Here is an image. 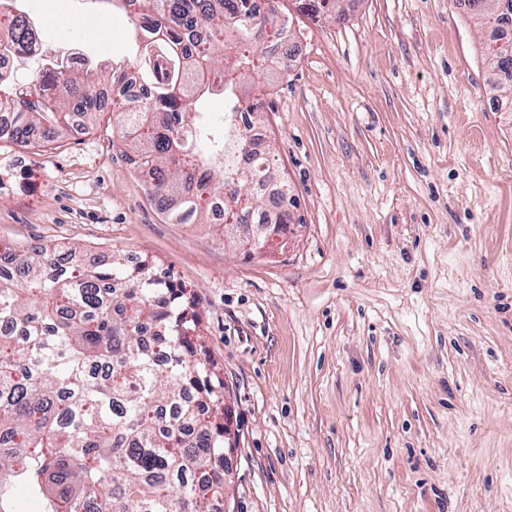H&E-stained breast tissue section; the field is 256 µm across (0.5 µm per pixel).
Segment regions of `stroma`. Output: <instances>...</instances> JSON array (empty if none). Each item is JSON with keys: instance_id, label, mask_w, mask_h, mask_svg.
Listing matches in <instances>:
<instances>
[{"instance_id": "stroma-1", "label": "stroma", "mask_w": 512, "mask_h": 512, "mask_svg": "<svg viewBox=\"0 0 512 512\" xmlns=\"http://www.w3.org/2000/svg\"><path fill=\"white\" fill-rule=\"evenodd\" d=\"M336 7L244 80L296 200L286 247L170 223L110 112L0 139V242L135 253L194 294L236 438L219 512H512V83L459 0ZM25 10L47 54L132 58L103 0Z\"/></svg>"}]
</instances>
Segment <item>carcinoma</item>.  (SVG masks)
Wrapping results in <instances>:
<instances>
[{"label":"carcinoma","mask_w":512,"mask_h":512,"mask_svg":"<svg viewBox=\"0 0 512 512\" xmlns=\"http://www.w3.org/2000/svg\"><path fill=\"white\" fill-rule=\"evenodd\" d=\"M0 11V53L31 54L37 41L26 14ZM145 20L132 36L135 72L121 62L42 59L29 99L0 100L8 138L49 143L105 112L97 93L119 91L122 145L139 157L150 195L175 224H209L224 198L221 235L237 233L254 251L264 235L239 233L242 215L267 219L245 186L277 184L275 217L293 223L288 183L266 153L248 152V128L231 74L255 69L250 47L265 18L256 0H113ZM310 0L307 16L335 10ZM235 48L218 60L219 43ZM490 44L484 60L512 76V58ZM224 94V134H212L197 104ZM60 247L0 243V512L21 498L42 512H215L224 498V379L198 353L196 302L178 283L154 277L152 264L112 256L105 265L59 262Z\"/></svg>","instance_id":"obj_1"}]
</instances>
